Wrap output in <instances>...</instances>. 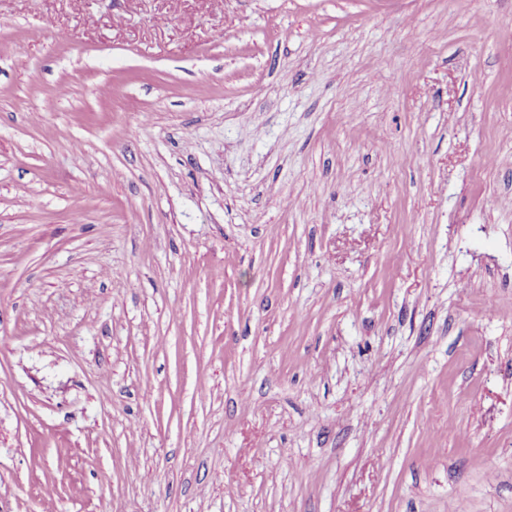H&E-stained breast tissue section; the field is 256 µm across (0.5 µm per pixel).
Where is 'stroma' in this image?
<instances>
[{
    "mask_svg": "<svg viewBox=\"0 0 512 512\" xmlns=\"http://www.w3.org/2000/svg\"><path fill=\"white\" fill-rule=\"evenodd\" d=\"M512 512V0H0V512Z\"/></svg>",
    "mask_w": 512,
    "mask_h": 512,
    "instance_id": "35a3bbf8",
    "label": "stroma"
}]
</instances>
